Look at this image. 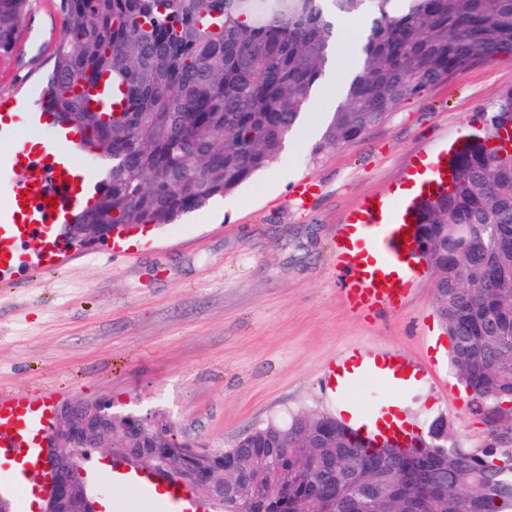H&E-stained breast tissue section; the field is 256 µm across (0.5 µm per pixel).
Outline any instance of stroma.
<instances>
[{"label": "stroma", "instance_id": "obj_1", "mask_svg": "<svg viewBox=\"0 0 512 512\" xmlns=\"http://www.w3.org/2000/svg\"><path fill=\"white\" fill-rule=\"evenodd\" d=\"M55 0H36L41 45L17 38L0 53V101L30 105L31 54L52 58L64 35ZM512 93V61L481 64L395 105L356 140L317 155L302 123L271 168L180 222L129 229L131 254L104 242L70 245L65 265L0 288V393L55 392L53 402H108L152 415L204 449L234 446L271 421L345 400L324 378L348 349L391 350L416 365L415 384L375 378L357 406L397 402L419 431L436 419L464 449L512 451L476 410L449 359L435 275L416 267L399 306L352 309L340 288L339 229L365 207L396 200L423 160L445 157ZM304 180L315 194L294 198Z\"/></svg>", "mask_w": 512, "mask_h": 512}]
</instances>
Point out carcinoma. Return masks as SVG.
Listing matches in <instances>:
<instances>
[{"mask_svg":"<svg viewBox=\"0 0 512 512\" xmlns=\"http://www.w3.org/2000/svg\"><path fill=\"white\" fill-rule=\"evenodd\" d=\"M30 0H0V51L24 26ZM65 36L46 76L47 112L80 133L79 147L108 163L105 183L75 214L91 244L129 225L164 226L238 190L272 166L308 110L330 66L335 22L364 15L369 24L359 67L313 149L354 141L399 102L435 82L489 61H512V0H58ZM498 128L487 124L448 159L456 170L445 195L415 205L422 258L436 275L451 365L462 385L490 403L512 401V170L491 153ZM158 455L186 448L171 429L117 422ZM286 435L311 439L301 467L276 451ZM414 448L391 468L349 447L335 417L302 413L271 421L205 463L179 465L201 479L232 470L251 487L243 499L224 486V512H370L358 494L383 487L381 512H408L434 494L438 512H512V470L495 451Z\"/></svg>","mask_w":512,"mask_h":512,"instance_id":"1","label":"carcinoma"}]
</instances>
